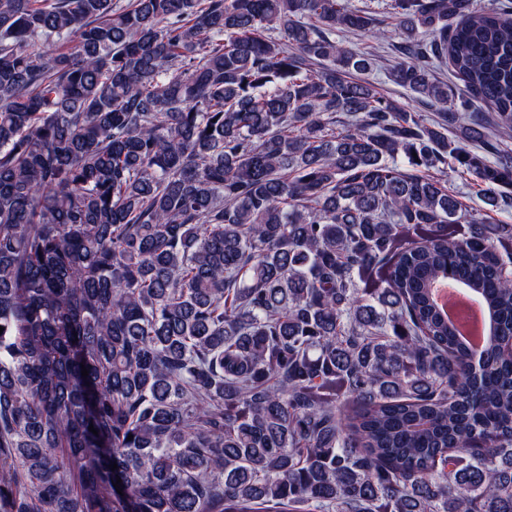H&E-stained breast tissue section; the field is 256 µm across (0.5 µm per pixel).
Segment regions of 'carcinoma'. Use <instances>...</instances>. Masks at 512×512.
<instances>
[{
  "label": "carcinoma",
  "mask_w": 512,
  "mask_h": 512,
  "mask_svg": "<svg viewBox=\"0 0 512 512\" xmlns=\"http://www.w3.org/2000/svg\"><path fill=\"white\" fill-rule=\"evenodd\" d=\"M389 10L434 118L349 0H0V512H512V225L447 180L512 211V13ZM347 38L351 41L353 48L360 52L371 54L373 56L370 57L375 59L374 69L367 74L359 75V77L373 82L378 88L382 89L394 99L430 115L415 95L389 81L387 68L389 64H391V60H393L391 46L378 41L371 32L359 33L358 35L349 36ZM448 189L457 194L471 211L478 224H512V213L494 210L480 196L477 188L460 175L448 172ZM493 209V210H492ZM433 297L436 303L450 310L451 316L459 325L462 333L473 342H480L486 333V321L483 312L465 294L459 292L449 283H438L433 286ZM482 313V324H481ZM482 336H474L481 332Z\"/></svg>",
  "instance_id": "cac0c4a2"
}]
</instances>
